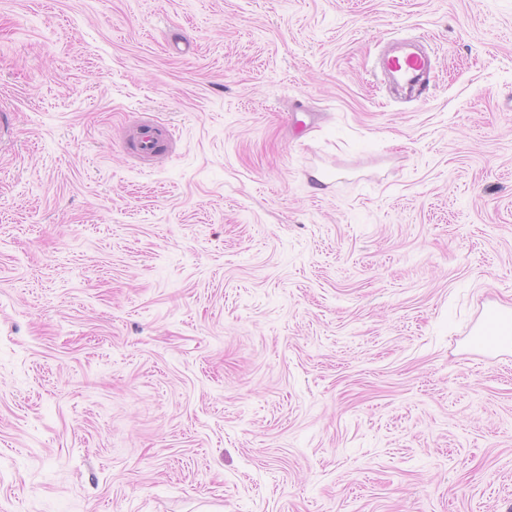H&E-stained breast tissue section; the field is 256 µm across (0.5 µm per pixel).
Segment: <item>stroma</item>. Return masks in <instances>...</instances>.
Instances as JSON below:
<instances>
[{"instance_id":"obj_1","label":"stroma","mask_w":512,"mask_h":512,"mask_svg":"<svg viewBox=\"0 0 512 512\" xmlns=\"http://www.w3.org/2000/svg\"><path fill=\"white\" fill-rule=\"evenodd\" d=\"M509 308L512 0H0V512H512ZM382 67L391 79L410 95H421L423 81L430 71L431 61L421 48L408 45L386 55ZM158 127L152 123H145L138 129L134 150L137 155L146 159L156 154Z\"/></svg>"}]
</instances>
